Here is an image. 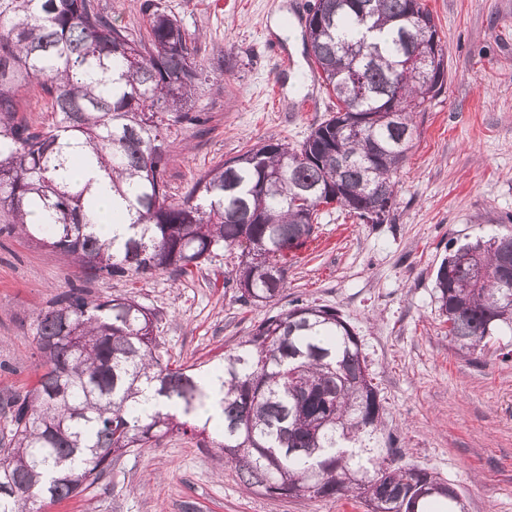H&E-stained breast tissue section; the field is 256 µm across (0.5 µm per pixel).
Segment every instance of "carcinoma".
<instances>
[{
  "instance_id": "cac0c4a2",
  "label": "carcinoma",
  "mask_w": 512,
  "mask_h": 512,
  "mask_svg": "<svg viewBox=\"0 0 512 512\" xmlns=\"http://www.w3.org/2000/svg\"><path fill=\"white\" fill-rule=\"evenodd\" d=\"M313 11L321 19L307 29L310 52L336 113L297 147L270 138L216 165L173 202L166 139L172 126L201 121L195 97L210 81L180 21L157 7L137 36L96 0H0V217L112 281L189 275L238 250L240 299L272 303L321 206L362 221L374 208L389 216L396 174L418 137L415 116L447 78L438 26L421 0H315ZM416 44L431 47L436 65L406 77ZM34 85L54 113L41 130L15 121L18 93ZM76 157L109 178L112 211L133 230L123 243L94 232L93 181L73 176ZM462 251L476 260L461 262ZM507 258L512 231L467 243L437 268L439 312L460 349L512 332ZM158 321L130 292L92 297L80 288L38 312L42 374L10 405L0 512L79 494L112 455L175 431L193 433L247 487L272 497L353 494L368 512H410L422 487L443 484L394 465L393 449L382 447L385 408L338 310L298 302L260 321L213 367L172 362ZM143 383L167 410L141 407ZM215 405L222 419L213 425L206 413Z\"/></svg>"
}]
</instances>
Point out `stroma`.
Returning <instances> with one entry per match:
<instances>
[{"mask_svg": "<svg viewBox=\"0 0 512 512\" xmlns=\"http://www.w3.org/2000/svg\"><path fill=\"white\" fill-rule=\"evenodd\" d=\"M199 46L210 84L202 122L173 127L167 180L180 200L215 165L268 137L299 145L335 110L305 47L310 0H160ZM448 58L443 92L416 117L420 135L397 174L387 221L320 209L315 240L296 251L277 301H240L236 253L189 276L102 280L70 258L0 225V445L6 400L42 372L34 319L58 293L135 291L159 313L157 337L182 364L220 359L264 317L295 301L339 310L356 333L401 465L437 473L468 512H512V336L459 351L434 289L458 246L512 229V0H423ZM281 48L273 54L267 40ZM317 108L302 111L307 99ZM39 512H367L358 500L270 497L245 488L234 465L170 434L133 448L84 492Z\"/></svg>", "mask_w": 512, "mask_h": 512, "instance_id": "stroma-1", "label": "stroma"}]
</instances>
